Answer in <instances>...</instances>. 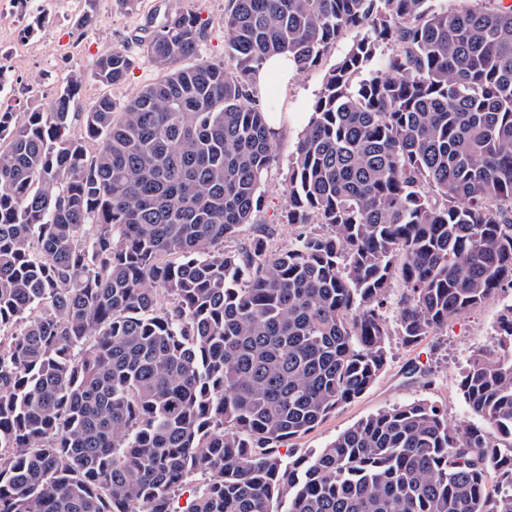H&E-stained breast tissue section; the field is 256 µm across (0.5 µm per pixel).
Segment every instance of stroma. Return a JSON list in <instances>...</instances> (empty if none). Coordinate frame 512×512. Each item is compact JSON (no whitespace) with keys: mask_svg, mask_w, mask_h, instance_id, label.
<instances>
[{"mask_svg":"<svg viewBox=\"0 0 512 512\" xmlns=\"http://www.w3.org/2000/svg\"><path fill=\"white\" fill-rule=\"evenodd\" d=\"M169 4L209 17L212 25L207 31L204 51L210 58H224L221 21L230 0H94L93 9L100 23L87 32L76 28L74 20L80 8L69 0H29L23 14L0 9L1 29L11 31L27 26L33 29L25 66L0 70V108L10 112H25L35 106L51 110L59 87L71 73L78 71L86 73L87 78L77 100V110H84L102 95L120 103L127 101L158 77L146 57L143 41L150 28V16ZM351 42V36H344L317 68L298 74L287 95H280L272 86L265 93V100L285 101L292 111H310L326 71ZM124 46L130 48L136 64L123 84L107 87L90 79L95 59ZM300 137V132L294 131L276 139L275 157L262 187L264 204L254 214L252 224L236 239L226 242V249H241L253 235L264 231L270 232L273 248L284 249L293 242L296 230L287 224L284 207L288 165ZM509 303H512V286L506 284L482 306L450 318L447 329L418 345L410 347L400 337H391L387 365L374 385L359 398L340 405L308 433L292 439L291 447L300 455L318 452L359 420L391 406L421 400L445 410L450 424L473 423L475 417L460 392L463 372L473 351L492 343L500 310ZM426 372L431 373V382H424L422 375Z\"/></svg>","mask_w":512,"mask_h":512,"instance_id":"1","label":"stroma"}]
</instances>
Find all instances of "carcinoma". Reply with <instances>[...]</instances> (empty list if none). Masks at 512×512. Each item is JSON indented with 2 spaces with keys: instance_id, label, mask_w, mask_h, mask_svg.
Segmentation results:
<instances>
[{
  "instance_id": "obj_1",
  "label": "carcinoma",
  "mask_w": 512,
  "mask_h": 512,
  "mask_svg": "<svg viewBox=\"0 0 512 512\" xmlns=\"http://www.w3.org/2000/svg\"><path fill=\"white\" fill-rule=\"evenodd\" d=\"M475 2L230 0L229 66L167 12L126 102L71 111L76 72L51 111L0 112V512H177L194 476L182 512H512V304L461 382L482 425L417 401L286 447L375 383L389 337L512 285V6ZM350 31L288 168L301 232L224 249L274 157L253 72L315 69Z\"/></svg>"
}]
</instances>
